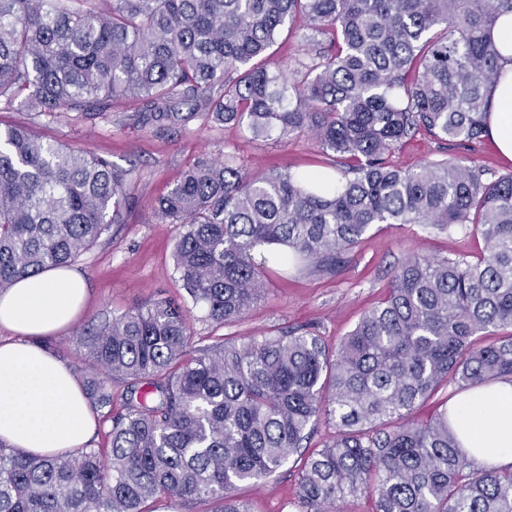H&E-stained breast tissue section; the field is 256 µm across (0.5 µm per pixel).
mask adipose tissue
<instances>
[{
  "mask_svg": "<svg viewBox=\"0 0 512 512\" xmlns=\"http://www.w3.org/2000/svg\"><path fill=\"white\" fill-rule=\"evenodd\" d=\"M502 76L492 91L490 137L512 159V17L493 30ZM88 295L85 276L50 268L19 279L0 294V440L35 455L70 452L89 444L97 414L75 370L47 350L43 337L70 328ZM448 419L477 465H512V381L501 379L458 395Z\"/></svg>",
  "mask_w": 512,
  "mask_h": 512,
  "instance_id": "1",
  "label": "adipose tissue"
}]
</instances>
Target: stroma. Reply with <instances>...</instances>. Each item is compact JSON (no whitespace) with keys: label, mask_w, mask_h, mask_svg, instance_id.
<instances>
[{"label":"stroma","mask_w":512,"mask_h":512,"mask_svg":"<svg viewBox=\"0 0 512 512\" xmlns=\"http://www.w3.org/2000/svg\"><path fill=\"white\" fill-rule=\"evenodd\" d=\"M132 106L115 102L112 113L89 122L76 113L41 119L36 132L74 149H85L128 170L130 205L123 223L81 261L77 268L87 278L89 298L76 328L53 335L64 362L77 365L81 328L92 319L120 314L161 298L181 299L183 290L173 275L172 252L177 225L154 210L181 174L200 160H220L233 154L237 165L260 174L269 170H306L318 153L308 134L293 138L254 137L246 127L213 126L195 118L172 128L160 123L137 124ZM443 257L483 254L482 239L471 230L438 232L418 224L374 225L332 275L308 265H288L266 285L265 296L242 319L225 325L224 335L237 343L311 324L329 342L346 335L362 315L380 302L394 269L411 253ZM331 431L319 426L259 487L240 486L239 496L254 512H304L300 500L302 456L322 448Z\"/></svg>","instance_id":"obj_1"}]
</instances>
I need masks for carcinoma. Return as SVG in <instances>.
<instances>
[{
	"mask_svg": "<svg viewBox=\"0 0 512 512\" xmlns=\"http://www.w3.org/2000/svg\"><path fill=\"white\" fill-rule=\"evenodd\" d=\"M0 0V100L53 119L94 120L125 100L138 122L203 113L257 137L312 133L342 186L316 163L252 175L199 161L155 205L179 225L183 301L105 318L81 341L83 386L112 408L110 447L37 458L0 441V512H252L234 491L275 473L324 423L304 459L305 512L366 496L372 512H512V466H476L448 422L416 407L448 386L512 379V173L459 158L403 168L424 132L479 151L512 0ZM308 60H275L297 19ZM189 106L180 111L179 106ZM127 171L31 127L0 129V293L69 267L123 223ZM375 224L470 226L485 254L414 253L385 298L332 347L312 329L239 345L217 334L246 315L276 246L335 273ZM214 335L193 344L185 302Z\"/></svg>",
	"mask_w": 512,
	"mask_h": 512,
	"instance_id": "carcinoma-1",
	"label": "carcinoma"
}]
</instances>
